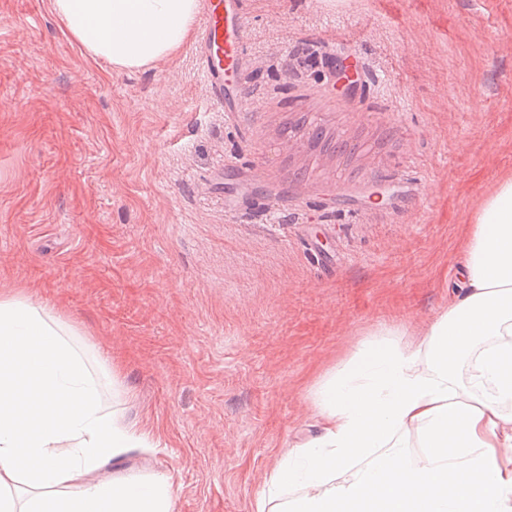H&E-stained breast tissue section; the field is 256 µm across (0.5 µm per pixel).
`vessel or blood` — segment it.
Instances as JSON below:
<instances>
[{
    "label": "vessel or blood",
    "mask_w": 512,
    "mask_h": 512,
    "mask_svg": "<svg viewBox=\"0 0 512 512\" xmlns=\"http://www.w3.org/2000/svg\"><path fill=\"white\" fill-rule=\"evenodd\" d=\"M242 0H204L198 50L200 70L214 97L233 99V79L244 59Z\"/></svg>",
    "instance_id": "1"
}]
</instances>
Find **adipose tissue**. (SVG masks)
Segmentation results:
<instances>
[{
	"mask_svg": "<svg viewBox=\"0 0 512 512\" xmlns=\"http://www.w3.org/2000/svg\"><path fill=\"white\" fill-rule=\"evenodd\" d=\"M199 7L54 0L67 32L120 69L176 53ZM457 278L417 342L365 341L316 386L322 430L279 460L253 512H512V175L482 200ZM152 444L103 404L70 332L0 292V512H175L169 476L117 471Z\"/></svg>",
	"mask_w": 512,
	"mask_h": 512,
	"instance_id": "1",
	"label": "adipose tissue"
}]
</instances>
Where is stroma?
Returning a JSON list of instances; mask_svg holds the SVG:
<instances>
[{"label":"stroma","instance_id":"35a3bbf8","mask_svg":"<svg viewBox=\"0 0 512 512\" xmlns=\"http://www.w3.org/2000/svg\"><path fill=\"white\" fill-rule=\"evenodd\" d=\"M243 23L228 115L196 39L119 71L53 0H0V289L76 333L105 405L152 432L133 456L176 512H252L319 432L318 382L447 307L512 174V0H245ZM305 119L349 151L288 141Z\"/></svg>","mask_w":512,"mask_h":512}]
</instances>
